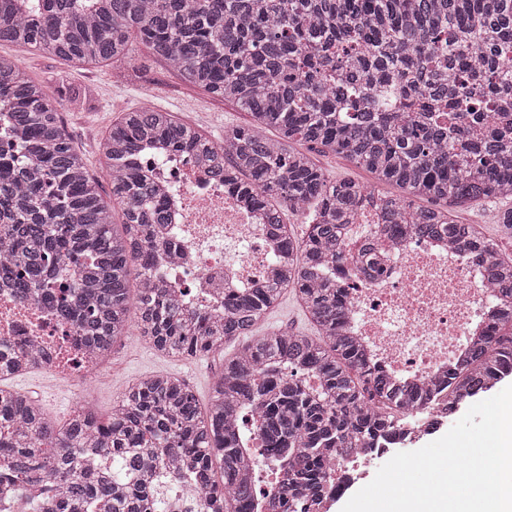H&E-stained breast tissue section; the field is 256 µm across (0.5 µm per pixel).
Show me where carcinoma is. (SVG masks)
<instances>
[{"mask_svg":"<svg viewBox=\"0 0 512 512\" xmlns=\"http://www.w3.org/2000/svg\"><path fill=\"white\" fill-rule=\"evenodd\" d=\"M134 35L188 83L234 101L250 123L224 129L221 152L169 112L125 113L100 143L108 206L57 109L60 94L78 102L81 90L51 91L0 55V279L18 299L55 301L100 359L134 325L165 355L222 354L290 289L317 335L271 331L246 344L224 360L205 410L185 381L155 374L110 414L75 411L58 427L39 404L0 386V483L21 494L39 481L31 512H164L147 485L160 465L193 481L208 512H262L248 474L255 434L261 466L284 472L268 504L286 494L295 512H314L332 451L400 444L394 410L433 394L373 372L339 330L341 288L328 267L343 261L341 230L365 197L381 203L389 241L439 235L450 250L486 258L498 305L487 334L437 384L448 411L512 377V260L448 210L512 197V0H0V46L130 66ZM292 140L400 193L332 179L286 147ZM148 142L221 163L224 186L269 215L274 278L225 299L222 320L179 313L158 284L130 288V266L152 261L164 223L165 195L136 159ZM421 198L446 206L423 207ZM283 204L313 208L302 237L288 230ZM112 206L122 223H113ZM65 260L70 282L48 279ZM0 360L2 381L33 369L37 351L3 340ZM98 452L112 455V467H90Z\"/></svg>","mask_w":512,"mask_h":512,"instance_id":"1","label":"carcinoma"}]
</instances>
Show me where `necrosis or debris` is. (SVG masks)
<instances>
[{
  "label": "necrosis or debris",
  "instance_id": "obj_1",
  "mask_svg": "<svg viewBox=\"0 0 512 512\" xmlns=\"http://www.w3.org/2000/svg\"><path fill=\"white\" fill-rule=\"evenodd\" d=\"M151 180L169 190V224L161 232L165 258L141 269L143 279L164 282L183 311L224 315V298L258 283L271 266L265 215L243 208L225 190L224 180L196 156H148ZM347 261L336 267L345 290L346 321L371 354L376 370L395 379L438 380L459 359L470 336L488 323L494 296L482 259L448 251L427 237L382 245L372 208L361 209L345 237ZM378 254L379 269L363 272L361 258ZM10 338L41 348L46 370L77 378L105 380L108 369L75 339L53 306L20 302L0 289V340ZM390 448H350L327 461L323 500L359 480L360 469L389 460ZM150 483L167 497V512H204V499L188 480L156 469Z\"/></svg>",
  "mask_w": 512,
  "mask_h": 512
}]
</instances>
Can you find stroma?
Instances as JSON below:
<instances>
[{"label":"stroma","instance_id":"1","mask_svg":"<svg viewBox=\"0 0 512 512\" xmlns=\"http://www.w3.org/2000/svg\"><path fill=\"white\" fill-rule=\"evenodd\" d=\"M138 67H116L103 62L73 67L69 62L34 50L1 45L0 54L18 61L27 74L54 87L58 74H67L70 81L82 88L85 97L80 104L60 99V118L82 155L89 174L97 178L103 193H110L111 183L106 161L99 144L112 123L124 113L150 100L159 110L172 113L182 123L195 127L212 140L223 138L225 127L248 123L249 116L233 102L215 97L193 86L167 62L156 58L145 44L137 46ZM512 207L501 200L485 204H469L456 211L458 220L476 224L484 234L496 240L505 257L512 258V238L501 237L496 224L499 210ZM282 330L313 335L314 328L301 302L293 292H286L277 308L255 330L263 335L269 330ZM243 345L236 339L224 346L220 357H169L150 344L130 337L112 351V374L107 381H86L83 384L46 373L30 372L8 379L12 389L39 397L44 411L55 423H63L84 393L91 392L102 413H110L113 404L137 378L147 374H171L184 380L201 405H209L213 385L224 357L232 356Z\"/></svg>","mask_w":512,"mask_h":512}]
</instances>
